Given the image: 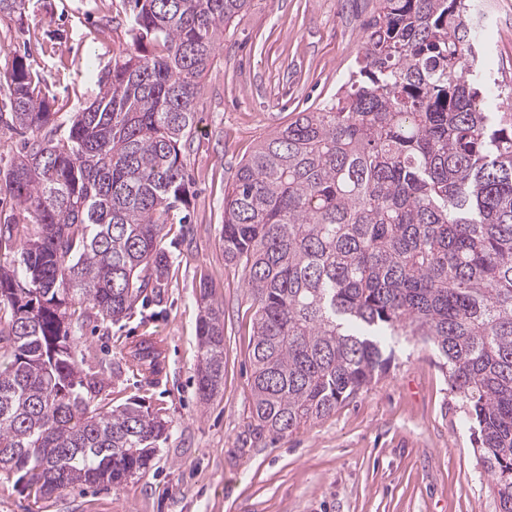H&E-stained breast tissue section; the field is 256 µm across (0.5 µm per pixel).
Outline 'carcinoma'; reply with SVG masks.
Segmentation results:
<instances>
[{"instance_id": "cac0c4a2", "label": "carcinoma", "mask_w": 512, "mask_h": 512, "mask_svg": "<svg viewBox=\"0 0 512 512\" xmlns=\"http://www.w3.org/2000/svg\"><path fill=\"white\" fill-rule=\"evenodd\" d=\"M26 0H0L22 17ZM130 48L54 137V104L14 55L0 130L24 136L0 167V476L37 498L120 484L149 467L167 422L84 393L76 306L126 317L184 224L183 154L219 35L250 0H126ZM474 0H379L336 93L264 137L224 196V260L252 296V424L289 435L384 372L387 337L433 345L465 424L512 512V113L485 69ZM200 399L224 380L223 313L197 328ZM158 352L126 356L142 374Z\"/></svg>"}]
</instances>
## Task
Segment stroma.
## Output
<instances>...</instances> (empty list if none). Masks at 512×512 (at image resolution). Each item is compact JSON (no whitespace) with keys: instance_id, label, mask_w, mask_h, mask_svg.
Returning <instances> with one entry per match:
<instances>
[{"instance_id":"obj_1","label":"stroma","mask_w":512,"mask_h":512,"mask_svg":"<svg viewBox=\"0 0 512 512\" xmlns=\"http://www.w3.org/2000/svg\"><path fill=\"white\" fill-rule=\"evenodd\" d=\"M476 4L485 63L512 89V0ZM378 7L251 0L227 26L201 81L185 158L188 221L167 227L160 296L117 323L85 318L75 354L97 376L96 403L141 400L169 436L146 472L118 486L79 484L38 501L0 479V512H499L460 396L435 351L404 336L389 342V369L328 416L283 438L251 432L254 307L241 269L224 259V195L261 139L335 93ZM124 28L123 0H26L23 20H0V53L27 50L62 136L124 49ZM204 287L224 313V384L205 403L196 389ZM143 336L167 344L158 376L123 360Z\"/></svg>"}]
</instances>
